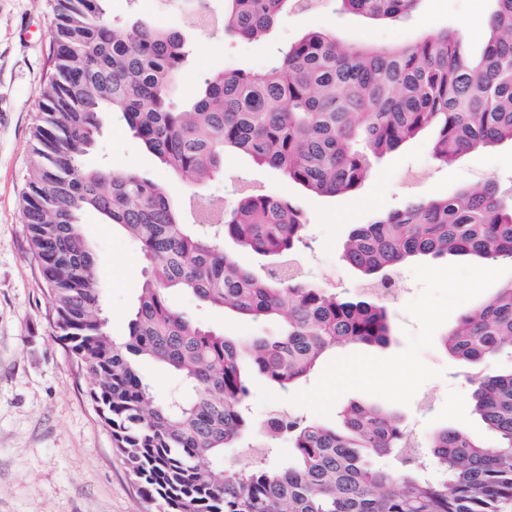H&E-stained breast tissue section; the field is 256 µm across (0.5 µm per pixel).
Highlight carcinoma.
<instances>
[{"instance_id": "carcinoma-1", "label": "carcinoma", "mask_w": 512, "mask_h": 512, "mask_svg": "<svg viewBox=\"0 0 512 512\" xmlns=\"http://www.w3.org/2000/svg\"><path fill=\"white\" fill-rule=\"evenodd\" d=\"M109 0H53L51 66L39 93L22 221L50 298L58 335L95 375L91 393L133 477L160 512H504L512 504V368L481 375L473 410L492 438L485 444L443 427L426 440L433 478L405 456L399 416L353 403L332 427L282 416L255 430V447L286 440V463L249 470L206 460L240 447L250 429L244 404L249 371L287 391L339 347L386 345L387 308L370 295L343 296L286 262L306 245L301 210L279 195L240 192L228 206L212 199L187 223L164 183L103 162L85 163L108 118L127 126L176 182L206 186L224 156L243 155L308 192L356 190L370 160L427 128L440 164L512 141V0H494L482 54L448 33L418 44L373 50L314 31L276 51L260 70L205 72L189 103L173 92L191 45L179 29L119 21ZM355 13L397 20L418 0H337ZM298 0H224L217 30L264 35ZM122 227L139 245L147 278L127 322L112 335L104 316L94 252L82 224ZM275 259L262 272L224 250ZM455 256L512 264V189L496 180L452 195L411 201L357 225L342 260L364 284L386 286L417 257ZM178 289L251 321L280 317L273 337L231 338L174 309ZM446 351L477 366L512 360V283L462 314ZM151 360L178 378L186 396H163L139 373ZM393 456L400 467L379 459Z\"/></svg>"}]
</instances>
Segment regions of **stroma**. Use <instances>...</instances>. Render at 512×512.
Listing matches in <instances>:
<instances>
[{
  "label": "stroma",
  "mask_w": 512,
  "mask_h": 512,
  "mask_svg": "<svg viewBox=\"0 0 512 512\" xmlns=\"http://www.w3.org/2000/svg\"><path fill=\"white\" fill-rule=\"evenodd\" d=\"M494 8V0H420L415 10L389 21L325 5L289 14L260 41L197 30L192 34L197 66L182 73L176 94L184 100L196 95L197 68L257 70L274 49L314 30L328 32L346 45L378 49L448 31L463 34L466 50L475 54L485 40L475 21L489 17ZM108 10L118 20L134 13L179 29L187 19L177 0L168 7L160 0H109ZM51 45V0H0V512H155L91 398L93 376L58 339L22 223L30 136ZM433 138V131H425L375 160L370 178L351 194L307 195L275 172L232 155L223 181L201 191L180 185L174 197L180 201L200 191L229 201L241 183L288 196L307 218V245L296 256L305 277L339 293H355L358 278L341 258L355 225L410 201L445 197L490 178L501 188L512 187L511 142L478 148L441 165L431 154ZM97 153L122 169L159 182L168 179L119 123H112ZM83 229L97 255L105 314L113 330L121 331L140 295L146 262L119 226L92 219ZM476 268L473 262L443 258L402 265L397 271L399 299L389 306L390 344L338 351L285 393L255 382L247 400L250 418L261 424L278 409L331 424L337 409L360 403L396 413L405 428L425 437L449 426L485 439L486 431L472 410L468 369L442 346L444 334L460 314L512 282L510 264L496 267L478 284L473 281ZM170 301L228 335L272 334L277 329L275 322L258 325L201 306L180 292L172 293ZM362 364L374 370V377L362 378ZM387 364L406 370L402 383L379 376Z\"/></svg>",
  "instance_id": "obj_1"
}]
</instances>
